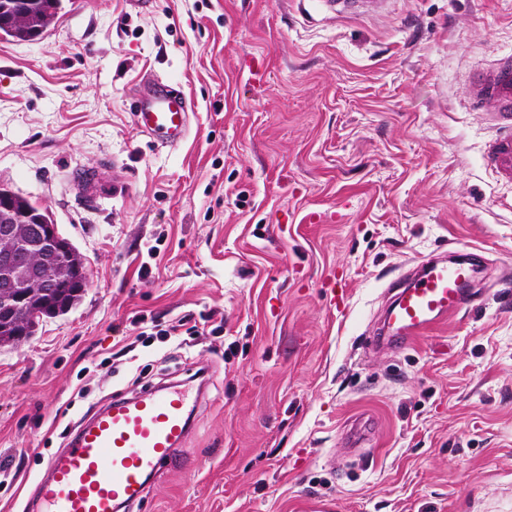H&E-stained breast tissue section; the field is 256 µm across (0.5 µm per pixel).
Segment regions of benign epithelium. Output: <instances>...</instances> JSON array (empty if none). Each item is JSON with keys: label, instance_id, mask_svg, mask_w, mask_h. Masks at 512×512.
Returning <instances> with one entry per match:
<instances>
[{"label": "benign epithelium", "instance_id": "benign-epithelium-1", "mask_svg": "<svg viewBox=\"0 0 512 512\" xmlns=\"http://www.w3.org/2000/svg\"><path fill=\"white\" fill-rule=\"evenodd\" d=\"M75 280L82 293L90 286L79 252L57 225L42 215L30 224L9 210L0 212V319L14 327L10 335L0 336V346L20 344L32 335L39 312L26 314L28 302Z\"/></svg>", "mask_w": 512, "mask_h": 512}]
</instances>
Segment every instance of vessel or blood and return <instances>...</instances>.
<instances>
[{"label": "vessel or blood", "mask_w": 512, "mask_h": 512, "mask_svg": "<svg viewBox=\"0 0 512 512\" xmlns=\"http://www.w3.org/2000/svg\"><path fill=\"white\" fill-rule=\"evenodd\" d=\"M476 104L493 103L500 132L488 164L512 178V63L479 75ZM140 128L174 147L189 125L188 106L166 83H144L136 93ZM472 266L430 258L386 306L381 330L389 348L403 350L473 301ZM187 396L177 385L151 387L113 400L96 412L66 448L52 456L31 490L36 512H121L140 501L179 454L191 432Z\"/></svg>", "instance_id": "vessel-or-blood-1"}]
</instances>
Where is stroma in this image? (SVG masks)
<instances>
[{
  "mask_svg": "<svg viewBox=\"0 0 512 512\" xmlns=\"http://www.w3.org/2000/svg\"><path fill=\"white\" fill-rule=\"evenodd\" d=\"M511 55L512 0L375 17L63 0L35 40L0 36V187L48 213L90 278L0 347V512H27L99 407L199 373L191 436L128 512H512V181L486 164L469 88ZM151 79L190 104L178 147L138 127ZM474 250L473 307L404 350L372 345L418 262ZM187 314L207 321L169 335Z\"/></svg>",
  "mask_w": 512,
  "mask_h": 512,
  "instance_id": "stroma-1",
  "label": "stroma"
}]
</instances>
